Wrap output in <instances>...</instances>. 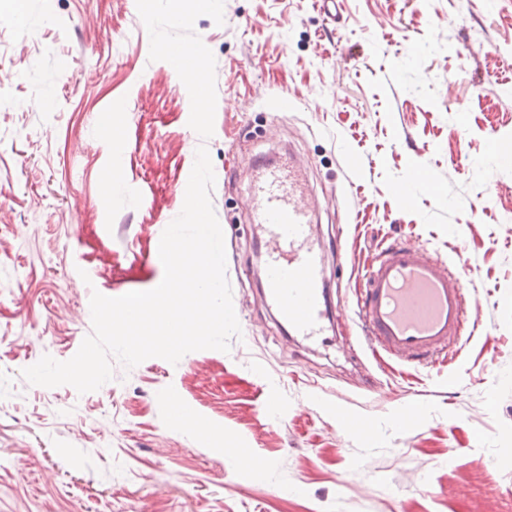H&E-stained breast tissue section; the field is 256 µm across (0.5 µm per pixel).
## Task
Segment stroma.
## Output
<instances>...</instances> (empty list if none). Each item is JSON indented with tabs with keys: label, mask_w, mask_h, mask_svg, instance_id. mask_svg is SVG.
Wrapping results in <instances>:
<instances>
[{
	"label": "stroma",
	"mask_w": 512,
	"mask_h": 512,
	"mask_svg": "<svg viewBox=\"0 0 512 512\" xmlns=\"http://www.w3.org/2000/svg\"><path fill=\"white\" fill-rule=\"evenodd\" d=\"M194 31L216 59L205 141L136 0H0V512H512V0H336L332 20L319 0H224ZM202 144L238 235L241 337L114 364L85 394L28 384L91 334L92 292L160 284ZM288 151L324 246H343L332 304L355 307L394 239L465 254L484 304L451 362L375 361L348 321L288 337L244 203L251 159ZM415 175L401 205L391 188ZM175 401L201 430L173 424Z\"/></svg>",
	"instance_id": "1"
}]
</instances>
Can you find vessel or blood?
Wrapping results in <instances>:
<instances>
[{
	"mask_svg": "<svg viewBox=\"0 0 512 512\" xmlns=\"http://www.w3.org/2000/svg\"><path fill=\"white\" fill-rule=\"evenodd\" d=\"M258 170L247 206L262 232L264 298L300 342H322L329 315L315 209L294 164ZM472 276L466 259L446 266L422 247L389 244L369 267L357 303L373 354L417 367L452 358L470 341L466 324L482 308L481 298L466 293Z\"/></svg>",
	"mask_w": 512,
	"mask_h": 512,
	"instance_id": "b4317fda",
	"label": "vessel or blood"
}]
</instances>
